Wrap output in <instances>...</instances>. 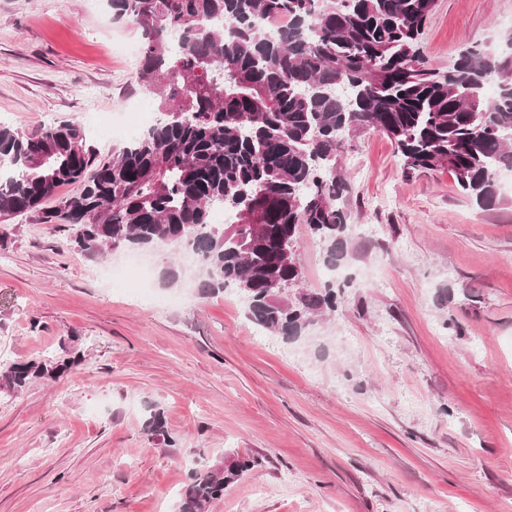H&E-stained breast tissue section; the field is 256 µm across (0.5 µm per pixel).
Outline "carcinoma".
I'll list each match as a JSON object with an SVG mask.
<instances>
[{"mask_svg": "<svg viewBox=\"0 0 512 512\" xmlns=\"http://www.w3.org/2000/svg\"><path fill=\"white\" fill-rule=\"evenodd\" d=\"M142 33L136 77L161 121L103 159L76 123L25 135L0 125V217L63 221L84 255L163 245L197 256L204 297L248 293V320L294 339L336 292L278 293L299 267L278 243L298 227L344 260L348 191L340 154L366 129L385 134L408 173L446 168L478 207L499 203L496 173L512 169V33L508 52L462 51L448 69L419 49L435 0H107ZM288 18L269 33L267 20ZM222 19L232 26L215 25ZM313 36H303L304 29ZM179 36L180 48L171 47ZM497 80L494 97L484 86ZM74 191L58 195L59 188ZM53 199L55 205L44 206ZM224 210L238 230L211 222ZM93 214L94 222L83 218ZM69 365L0 362V391L57 379ZM257 466L226 456L190 471L179 512H210Z\"/></svg>", "mask_w": 512, "mask_h": 512, "instance_id": "cac0c4a2", "label": "carcinoma"}]
</instances>
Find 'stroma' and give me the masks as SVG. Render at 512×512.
Instances as JSON below:
<instances>
[{"mask_svg": "<svg viewBox=\"0 0 512 512\" xmlns=\"http://www.w3.org/2000/svg\"><path fill=\"white\" fill-rule=\"evenodd\" d=\"M510 32L512 0H436L422 50L445 68ZM141 42L105 0H0V123L74 122L111 156ZM339 164L337 208L376 232L348 237L345 284L298 229L300 289L343 295L290 342L190 265L166 284L167 248L90 258L64 225L0 224V361L79 360L0 392V512H177L192 465L230 454L259 464L210 512H512V193L478 208L373 130ZM133 260L155 300L106 278Z\"/></svg>", "mask_w": 512, "mask_h": 512, "instance_id": "obj_1", "label": "stroma"}]
</instances>
